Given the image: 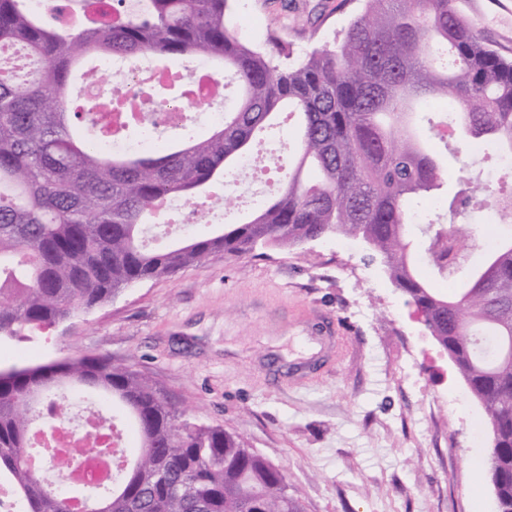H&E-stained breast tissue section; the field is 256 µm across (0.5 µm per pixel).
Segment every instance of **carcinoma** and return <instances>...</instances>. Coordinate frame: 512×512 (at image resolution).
<instances>
[{
	"mask_svg": "<svg viewBox=\"0 0 512 512\" xmlns=\"http://www.w3.org/2000/svg\"><path fill=\"white\" fill-rule=\"evenodd\" d=\"M52 0L34 12L27 0H0V44L24 47L38 62L26 85L0 75V338L26 337L95 309L136 284L171 277L215 252L250 253L296 246L331 234L363 239L421 314L465 377L497 433L487 461L498 512H512V242L459 279L448 241L429 220L415 231L413 200L437 199L448 215L469 208L512 222V183L496 197L476 195L464 177L462 151L477 142L496 158L512 152V59L491 49L455 0H360L333 44L300 60L274 38L267 50L243 43L227 25L231 0ZM150 55L202 59L238 87L224 120L205 136L191 131L159 150L110 153L98 143L99 115L73 101L72 75L103 78L101 61ZM187 83L152 82L143 112H168ZM415 101L444 102L458 131L451 150L456 190L443 195L446 168L431 139L412 122ZM293 121L297 148L288 184L254 212L211 234L163 248L146 240L155 207L172 196L210 208L190 192L228 183L267 133ZM121 137L159 136L149 124ZM456 282L443 295L420 277ZM61 387L93 395L127 419L131 447L121 450L112 480L83 487L107 512H305L297 492L283 500L275 464L220 425L175 410L163 390L131 364L82 355L37 366L0 369V483L23 512H65L66 494L38 478L32 423Z\"/></svg>",
	"mask_w": 512,
	"mask_h": 512,
	"instance_id": "cac0c4a2",
	"label": "carcinoma"
}]
</instances>
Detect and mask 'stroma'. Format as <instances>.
I'll use <instances>...</instances> for the list:
<instances>
[{
	"mask_svg": "<svg viewBox=\"0 0 512 512\" xmlns=\"http://www.w3.org/2000/svg\"><path fill=\"white\" fill-rule=\"evenodd\" d=\"M512 58V0H457ZM354 0H233L245 43L293 58L331 43ZM103 355L136 369L197 422L271 460L307 512H497L493 434L453 360L359 240L214 253L29 340L0 368Z\"/></svg>",
	"mask_w": 512,
	"mask_h": 512,
	"instance_id": "35a3bbf8",
	"label": "stroma"
}]
</instances>
